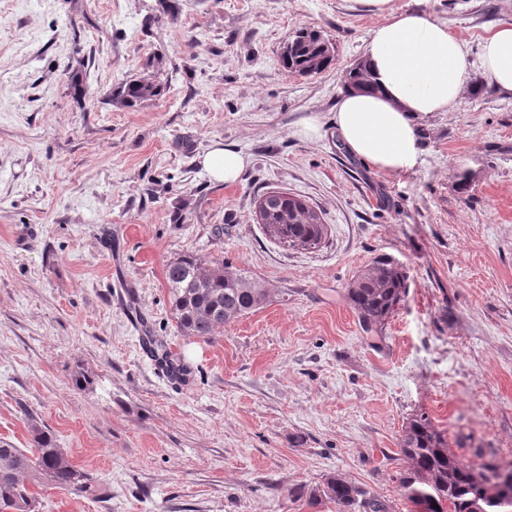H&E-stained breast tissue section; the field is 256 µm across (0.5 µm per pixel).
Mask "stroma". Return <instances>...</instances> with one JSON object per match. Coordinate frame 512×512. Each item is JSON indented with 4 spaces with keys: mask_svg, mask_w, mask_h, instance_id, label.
Masks as SVG:
<instances>
[{
    "mask_svg": "<svg viewBox=\"0 0 512 512\" xmlns=\"http://www.w3.org/2000/svg\"><path fill=\"white\" fill-rule=\"evenodd\" d=\"M394 4L474 57L512 20V0ZM384 21L361 0H0V440L29 447L38 422L95 480L38 490L40 512H337L335 475L417 512L396 452L420 414L460 460L512 462V93L476 94L473 69L449 111L418 120L413 167L370 168L332 119ZM308 27L333 64L289 73L282 49ZM157 58L160 97L111 102ZM311 115L323 128L307 140ZM217 142L248 155L241 183L202 167ZM270 189L321 212L325 246L264 234ZM185 251L270 301L212 340L182 334L165 270ZM383 256L407 294L368 333L346 293ZM146 336L188 374L163 372Z\"/></svg>",
    "mask_w": 512,
    "mask_h": 512,
    "instance_id": "obj_1",
    "label": "stroma"
}]
</instances>
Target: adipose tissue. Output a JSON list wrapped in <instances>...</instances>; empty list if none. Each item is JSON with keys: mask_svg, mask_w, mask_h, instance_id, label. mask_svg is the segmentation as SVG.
I'll use <instances>...</instances> for the list:
<instances>
[{"mask_svg": "<svg viewBox=\"0 0 512 512\" xmlns=\"http://www.w3.org/2000/svg\"><path fill=\"white\" fill-rule=\"evenodd\" d=\"M363 2L386 21L372 31L362 58L373 89L346 91L336 107V135L351 155L381 171L413 166L416 119L448 111L473 66L497 88L512 92V22L486 32L475 64L466 45L433 15L395 7L394 0ZM247 164V155L229 144H214L202 158L210 178L224 184L240 182Z\"/></svg>", "mask_w": 512, "mask_h": 512, "instance_id": "ef3b65f1", "label": "adipose tissue"}]
</instances>
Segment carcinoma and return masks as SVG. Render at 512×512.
<instances>
[{
	"instance_id": "cac0c4a2",
	"label": "carcinoma",
	"mask_w": 512,
	"mask_h": 512,
	"mask_svg": "<svg viewBox=\"0 0 512 512\" xmlns=\"http://www.w3.org/2000/svg\"><path fill=\"white\" fill-rule=\"evenodd\" d=\"M327 39L315 29L299 31L286 44L282 56L290 73L312 75L332 63ZM159 72H148L117 88L114 102L134 107L159 97L163 85ZM343 88H371L365 65L357 63L345 71ZM264 229L284 249L317 250L328 236L320 214L305 200L295 196L264 199ZM166 279L171 309L178 329L187 336L211 340L224 325L267 304L270 290L251 281L240 271L215 261L205 267L192 252L179 254L168 262ZM407 291L402 266L388 257H379L366 266L347 290L351 307L365 332L383 329ZM159 360L178 373L183 365L171 358L163 343L147 337ZM31 447L17 448L0 441V512H38L34 488H61L88 492L94 488L92 476L71 460L55 437L36 423L28 425ZM398 459L404 462L399 487L411 503L423 512H472L484 505L485 512H512V504H498L500 465L494 462L464 463L448 451V441L424 415L410 419L403 430ZM328 498L338 512H390V506L361 484L342 477L328 479Z\"/></svg>"
}]
</instances>
